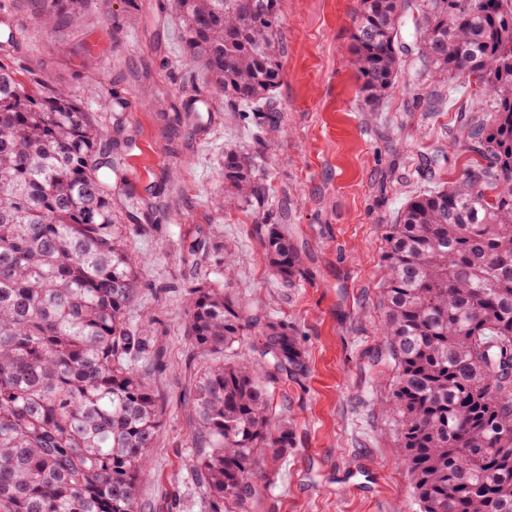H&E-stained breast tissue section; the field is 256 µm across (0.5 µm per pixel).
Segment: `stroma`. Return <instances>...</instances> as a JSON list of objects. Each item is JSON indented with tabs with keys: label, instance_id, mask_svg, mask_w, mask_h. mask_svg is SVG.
Masks as SVG:
<instances>
[{
	"label": "stroma",
	"instance_id": "stroma-1",
	"mask_svg": "<svg viewBox=\"0 0 512 512\" xmlns=\"http://www.w3.org/2000/svg\"><path fill=\"white\" fill-rule=\"evenodd\" d=\"M360 0H283L284 56L271 109L216 94L182 58L172 0H84L79 23L43 24L40 0H0V62L27 88L69 91L108 131L136 142L112 206L141 202L129 249L141 257L128 321L143 333L163 429L140 487V512H201L190 469L186 397L192 350L185 301L203 280L253 316L287 319L310 372L275 394L292 444L250 512H414L394 454L393 365L380 331L385 225L411 196L460 176L454 139L475 101L460 88L414 89L411 57L378 106L351 64ZM23 41L10 38L13 27ZM209 107L196 112L194 101ZM252 158L261 198L219 208L224 155ZM257 224H281L303 259L296 287L263 260Z\"/></svg>",
	"mask_w": 512,
	"mask_h": 512
}]
</instances>
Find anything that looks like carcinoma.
Here are the masks:
<instances>
[{
    "mask_svg": "<svg viewBox=\"0 0 512 512\" xmlns=\"http://www.w3.org/2000/svg\"><path fill=\"white\" fill-rule=\"evenodd\" d=\"M46 21L81 0H41ZM281 0H173L185 62L224 96L267 103L281 72ZM418 14L421 72L475 81L479 119L455 140L461 177L411 197L386 225L382 324L394 362L396 455L416 512H512V0H362L353 39L375 106L400 72L398 32ZM117 145L64 89L27 90L0 63V512H138L162 409L146 342L127 322L139 257L112 211ZM237 202L261 194L251 161L224 154ZM287 287L301 257L257 224ZM199 358L189 405L204 512H248L261 473L290 445L277 389L310 369L286 319H257L235 293L191 289ZM254 330L248 353L238 352Z\"/></svg>",
    "mask_w": 512,
    "mask_h": 512,
    "instance_id": "cac0c4a2",
    "label": "carcinoma"
}]
</instances>
